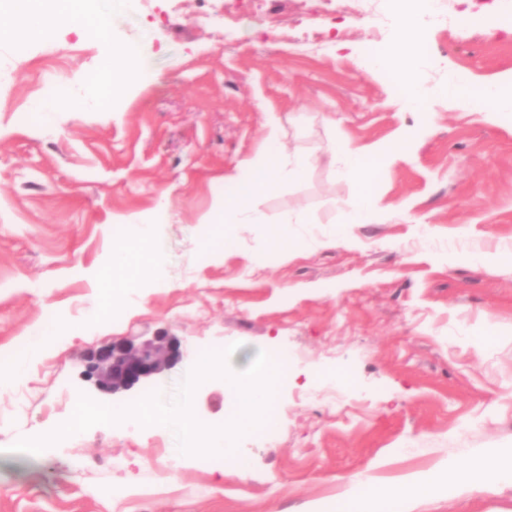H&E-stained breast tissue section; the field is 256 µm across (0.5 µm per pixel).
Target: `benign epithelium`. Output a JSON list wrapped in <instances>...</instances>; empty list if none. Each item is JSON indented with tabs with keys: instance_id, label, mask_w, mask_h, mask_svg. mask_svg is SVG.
<instances>
[{
	"instance_id": "benign-epithelium-1",
	"label": "benign epithelium",
	"mask_w": 512,
	"mask_h": 512,
	"mask_svg": "<svg viewBox=\"0 0 512 512\" xmlns=\"http://www.w3.org/2000/svg\"><path fill=\"white\" fill-rule=\"evenodd\" d=\"M180 358L177 339L159 330L137 343L122 339L91 348L85 353L84 361L88 380L97 389L114 394L133 388L175 365Z\"/></svg>"
}]
</instances>
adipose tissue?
<instances>
[{
	"instance_id": "ef3b65f1",
	"label": "adipose tissue",
	"mask_w": 512,
	"mask_h": 512,
	"mask_svg": "<svg viewBox=\"0 0 512 512\" xmlns=\"http://www.w3.org/2000/svg\"><path fill=\"white\" fill-rule=\"evenodd\" d=\"M139 0H96L91 18L84 29L108 50L87 75L86 91L68 95L38 98L30 110L45 118L64 110H109L113 100L122 94L134 78L147 66L141 44L118 43L112 31L102 26V19L127 14L136 10ZM84 0H0V13L7 15V23L0 24V42L21 43L43 37L50 27L73 23L83 12ZM422 43L420 25L404 22L397 26L394 49L379 62L370 65L369 73L390 72L397 85L395 102L404 109L420 108L428 95L411 76L409 63L417 58ZM444 94L453 101L473 106L487 117L512 112V81L482 85L480 90L448 82ZM339 178L354 185L360 202L351 213L355 224H370L378 220L371 190L380 171L397 154L413 149L415 141L404 129L398 130L387 142L364 146L352 145L348 137H341ZM312 164L310 155L285 152L280 138V126L270 122L268 133L258 151L239 168L234 182V193L216 201L206 216L209 224H262L265 216L256 208L254 197L262 191L275 188L282 181L302 177ZM169 210L168 195H161L152 209L125 221V244L113 250L104 267L86 269V276L101 290L125 295L127 303L137 301L136 292L127 291V284H143L156 279L166 258V245L157 233L160 218ZM450 493H479L487 491L482 465H474L468 475H460L455 464H448L442 484L429 478L410 475L403 487L387 489L370 481L357 484L337 497L335 502L312 504L309 512H415L420 501L436 497L439 490Z\"/></svg>"
}]
</instances>
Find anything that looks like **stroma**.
Wrapping results in <instances>:
<instances>
[{"label":"stroma","instance_id":"obj_1","mask_svg":"<svg viewBox=\"0 0 512 512\" xmlns=\"http://www.w3.org/2000/svg\"><path fill=\"white\" fill-rule=\"evenodd\" d=\"M505 3L457 0L455 16L485 25L427 30L420 82L511 78ZM392 33L351 0H140L112 35L142 42L146 71L111 111L57 112L46 125L31 101L78 91L105 44L72 24L22 55L0 44V359L46 310L58 332L0 392V512H305L369 478L398 486L476 456L489 492L443 493L416 512H512V485L494 475L512 456V266L492 261L512 249V117L444 98L424 114L398 110L393 77L353 60ZM273 118L286 151L316 161L258 193L266 223L232 225L231 249L207 260L202 219ZM401 127L424 133L381 172L380 220L350 223L357 193L334 171V130L369 144ZM164 192L166 286L143 287L142 305L114 307L83 334L97 292L79 268L101 264L122 243L117 219ZM299 208L311 221L288 231L317 245L283 261L272 225ZM161 329L181 345L172 368L113 395L84 379L87 349ZM233 343V368L285 350L296 375L279 388L276 427L238 441L245 475L218 456L181 459L175 435L153 426L97 425L35 456L7 451L69 420L83 394L115 408L153 391L172 399L202 354ZM233 399L229 382L208 380L194 414L224 424Z\"/></svg>","mask_w":512,"mask_h":512}]
</instances>
